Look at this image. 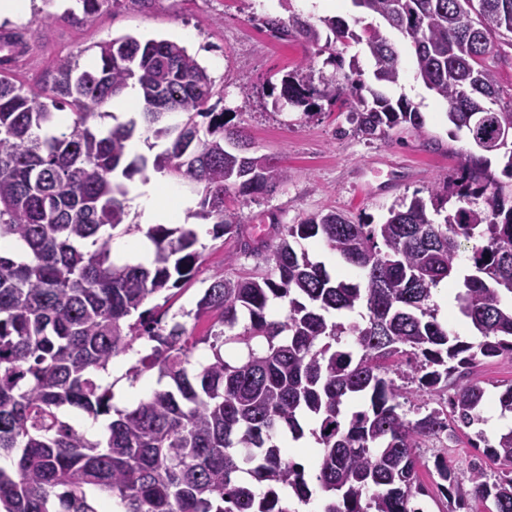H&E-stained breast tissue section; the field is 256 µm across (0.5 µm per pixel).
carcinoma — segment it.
Listing matches in <instances>:
<instances>
[{"label": "carcinoma", "instance_id": "obj_1", "mask_svg": "<svg viewBox=\"0 0 512 512\" xmlns=\"http://www.w3.org/2000/svg\"><path fill=\"white\" fill-rule=\"evenodd\" d=\"M76 2L91 22L112 0ZM350 2L352 25L298 15L262 25L329 52L350 87V121L367 139L402 124L423 128L412 101L386 94L401 76L389 36L396 33L416 78L476 148L460 182L436 184L428 200H400L381 224L320 212L298 224L273 214L266 229H248L229 199L271 195L288 175L209 104L207 68L175 41L125 35L96 45L92 66L80 64V52L61 58L47 94L23 90L0 70V240L23 247L0 253V457L12 462L0 468V512H99L95 490L123 512H292L281 492L306 504L313 486L281 439L302 438L307 417L321 446L322 512H419L429 491L417 448L481 422L493 399L469 375L484 360L512 357V193L488 163L490 155L504 159L512 179V143H498L512 104L503 105L487 64L496 43L512 41V0ZM8 36L13 52L32 50L31 38ZM338 43L364 45L370 80ZM128 87L143 112L104 126ZM339 89L315 84L306 58L282 75L276 102L309 114ZM136 136L150 150L166 147L129 162ZM150 170L200 196L193 217L213 221L214 238L233 237L237 254L271 266L266 274L215 272L195 309L181 314L208 322L199 336L175 315L166 328L142 309L195 276L202 253L192 228L150 225L147 265L112 257L114 234L140 229L127 223V180L146 182ZM453 198L458 205L445 208ZM313 238L359 279L333 277L312 261L299 245ZM464 241L472 244L470 273L456 302L477 342L448 330L431 305L432 290L454 280ZM276 301L288 305L282 319L272 313ZM359 305L363 323L332 320ZM137 343L128 376L155 368L168 383L118 409L97 372ZM229 344L246 355L225 359ZM201 345L211 352L205 363L193 361ZM360 398L365 407L344 416V402ZM405 400L416 401L413 419ZM493 401L512 413V384ZM109 415L99 440L77 422ZM475 437L472 447L480 442L485 456L512 464V428L493 441ZM434 469L446 512H473L474 502L512 512V477L492 479L473 466L464 480L440 454Z\"/></svg>", "mask_w": 512, "mask_h": 512}]
</instances>
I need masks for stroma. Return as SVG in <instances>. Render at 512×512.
Returning <instances> with one entry per match:
<instances>
[{"mask_svg": "<svg viewBox=\"0 0 512 512\" xmlns=\"http://www.w3.org/2000/svg\"><path fill=\"white\" fill-rule=\"evenodd\" d=\"M44 0H27L23 17L9 21L10 29L30 28L37 47L29 57L12 67L17 84L40 90L55 61L96 43L132 35L145 40L185 41L191 54L207 68L213 80V98L225 111L234 113L257 153L273 157L287 170L288 179L270 196L234 200L246 223L263 224L268 214L280 223L296 224L318 211H337L357 224L383 223L389 207L412 196L429 197L435 185L456 176L473 147L464 135L455 134L446 117V106L416 79L413 60L402 56V78L388 88L391 98L406 97L417 105L423 132L395 129L379 139L362 137L348 120L349 92L323 101L321 112L304 115L302 110L276 104L272 84L304 58L314 60L315 74L331 75L332 66L317 56L315 48L300 40L282 41L262 25L265 16L288 18L296 13L311 22L325 17L351 18L349 0H153L142 7L134 0H115L95 22L73 20L46 23ZM202 259L194 278L172 299L149 298L145 306L155 314L177 313L196 305L215 271L233 275L239 271L267 272V265L253 258L236 256L232 239L202 237ZM474 430L458 431L452 443L425 441L418 454L424 464L419 474L431 492L424 501L426 512H443L445 500L435 490L428 472L435 455L447 453L448 463L459 474L472 465L483 466L496 477L511 470L507 463L485 458L472 448Z\"/></svg>", "mask_w": 512, "mask_h": 512, "instance_id": "stroma-1", "label": "stroma"}]
</instances>
